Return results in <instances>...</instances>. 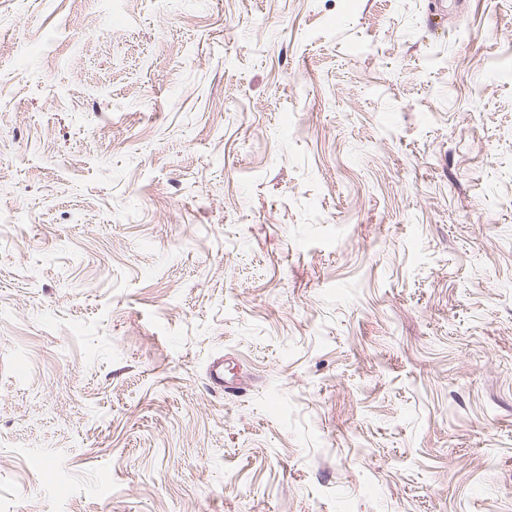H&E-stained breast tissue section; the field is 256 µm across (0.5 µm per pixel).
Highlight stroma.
<instances>
[{
    "mask_svg": "<svg viewBox=\"0 0 512 512\" xmlns=\"http://www.w3.org/2000/svg\"><path fill=\"white\" fill-rule=\"evenodd\" d=\"M0 512H512V0H0Z\"/></svg>",
    "mask_w": 512,
    "mask_h": 512,
    "instance_id": "stroma-1",
    "label": "stroma"
}]
</instances>
